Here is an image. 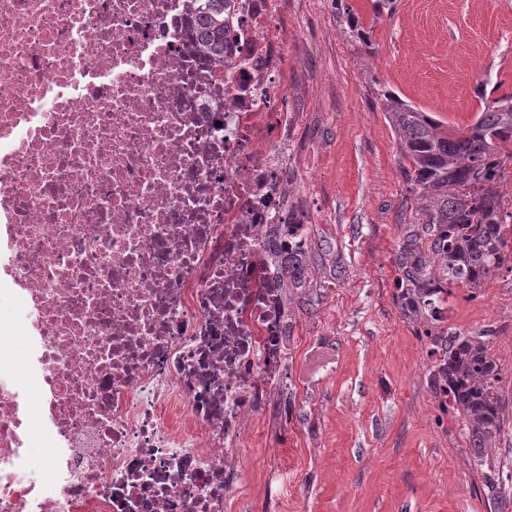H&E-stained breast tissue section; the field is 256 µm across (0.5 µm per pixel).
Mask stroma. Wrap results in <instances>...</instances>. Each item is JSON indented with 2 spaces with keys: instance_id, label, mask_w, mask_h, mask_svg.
Instances as JSON below:
<instances>
[{
  "instance_id": "1",
  "label": "stroma",
  "mask_w": 512,
  "mask_h": 512,
  "mask_svg": "<svg viewBox=\"0 0 512 512\" xmlns=\"http://www.w3.org/2000/svg\"><path fill=\"white\" fill-rule=\"evenodd\" d=\"M350 21H342L344 8ZM276 88L288 114V200L308 221L305 283L287 291L288 380L239 451L224 512H512V275L448 298L449 332L479 336L499 369L502 429L476 457L436 422L420 322L393 300L413 220L391 90L462 129L512 95V0H283Z\"/></svg>"
}]
</instances>
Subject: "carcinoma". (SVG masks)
<instances>
[{
    "mask_svg": "<svg viewBox=\"0 0 512 512\" xmlns=\"http://www.w3.org/2000/svg\"><path fill=\"white\" fill-rule=\"evenodd\" d=\"M234 11L232 0H208L200 24L204 55L221 58L230 50ZM381 96L408 186L403 207L422 216L396 255L394 301L405 318L430 324L452 289L480 288L503 269L512 274L499 208L503 167L512 163V95L485 103L459 130L442 128L390 91ZM433 335L442 352L430 383L448 385V415L461 421L470 447L482 455L502 427L497 365L479 336Z\"/></svg>",
    "mask_w": 512,
    "mask_h": 512,
    "instance_id": "carcinoma-1",
    "label": "carcinoma"
}]
</instances>
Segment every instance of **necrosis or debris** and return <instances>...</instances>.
Here are the masks:
<instances>
[{
    "label": "necrosis or debris",
    "mask_w": 512,
    "mask_h": 512,
    "mask_svg": "<svg viewBox=\"0 0 512 512\" xmlns=\"http://www.w3.org/2000/svg\"><path fill=\"white\" fill-rule=\"evenodd\" d=\"M234 2L213 59L205 0H0V512H224L242 482L307 237L279 0Z\"/></svg>",
    "instance_id": "4bbe7bcc"
}]
</instances>
